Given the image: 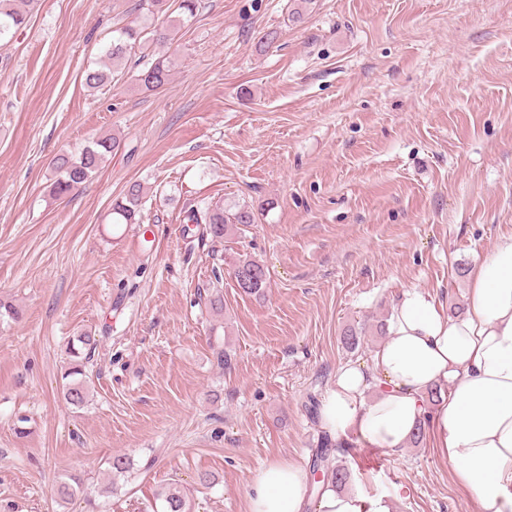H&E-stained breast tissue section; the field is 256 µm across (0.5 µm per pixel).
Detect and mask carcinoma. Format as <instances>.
<instances>
[{
    "mask_svg": "<svg viewBox=\"0 0 512 512\" xmlns=\"http://www.w3.org/2000/svg\"><path fill=\"white\" fill-rule=\"evenodd\" d=\"M201 6V0H177L178 22L190 21ZM169 5L167 0H139L138 10L142 11L144 24H129L112 31L110 39L100 47L101 56L109 61L110 66L90 69L85 72L84 84L95 90L112 82V70L128 63L131 53L141 46L145 36L150 34L156 43L164 46L174 40L179 28L164 21ZM27 13L16 5V0H0V46L8 45L15 32L26 23ZM172 62L169 56L162 54L153 61L144 64L138 75L142 89L154 91L165 86L170 79ZM121 141L111 135H101L82 147L78 153H62L51 162L53 177L52 195L61 199L68 196L75 188L82 185L99 170L102 163L114 151L120 148ZM144 188L139 183H132L115 200L110 212L111 223L135 224L140 212ZM185 224H203L211 238L222 241L238 228L256 223L253 210L247 205H239L232 210L224 209L217 203L204 208L191 207L185 210ZM232 276L240 292L247 296H261L268 285L267 269L259 261L248 255H241L232 265ZM80 347L71 344L68 347L69 366L65 377L69 378L63 389L65 401L81 407L88 398L85 383L76 379L84 374L92 350L96 348L95 337L86 335L78 338ZM331 443L322 442V448L312 461V472L321 471L332 477L336 487H344L350 478V472L341 460L331 458ZM112 473L122 476L134 474L133 461L126 455H115L111 462ZM156 499L162 502L163 512H192L191 500L187 493L177 486L161 487L155 492Z\"/></svg>",
    "mask_w": 512,
    "mask_h": 512,
    "instance_id": "obj_1",
    "label": "carcinoma"
}]
</instances>
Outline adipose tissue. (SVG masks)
I'll return each instance as SVG.
<instances>
[{
    "mask_svg": "<svg viewBox=\"0 0 512 512\" xmlns=\"http://www.w3.org/2000/svg\"><path fill=\"white\" fill-rule=\"evenodd\" d=\"M470 281L467 309L455 317L428 294L403 291L369 362L337 368L320 424L363 448H403L425 428L482 512H512V235L476 259ZM442 384L447 393L427 403ZM310 489L301 464H268L246 493L248 512H302ZM316 502L317 512H391L387 495L329 481Z\"/></svg>",
    "mask_w": 512,
    "mask_h": 512,
    "instance_id": "obj_1",
    "label": "adipose tissue"
}]
</instances>
